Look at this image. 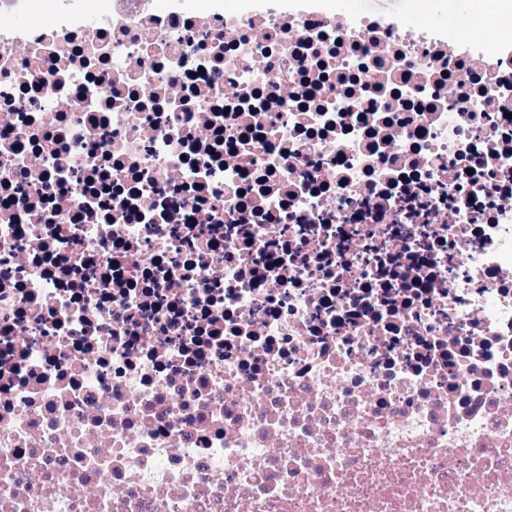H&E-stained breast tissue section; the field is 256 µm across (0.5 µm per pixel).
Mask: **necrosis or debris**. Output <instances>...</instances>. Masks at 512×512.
Here are the masks:
<instances>
[{
  "mask_svg": "<svg viewBox=\"0 0 512 512\" xmlns=\"http://www.w3.org/2000/svg\"><path fill=\"white\" fill-rule=\"evenodd\" d=\"M37 4L0 0V512H512V46Z\"/></svg>",
  "mask_w": 512,
  "mask_h": 512,
  "instance_id": "necrosis-or-debris-1",
  "label": "necrosis or debris"
}]
</instances>
